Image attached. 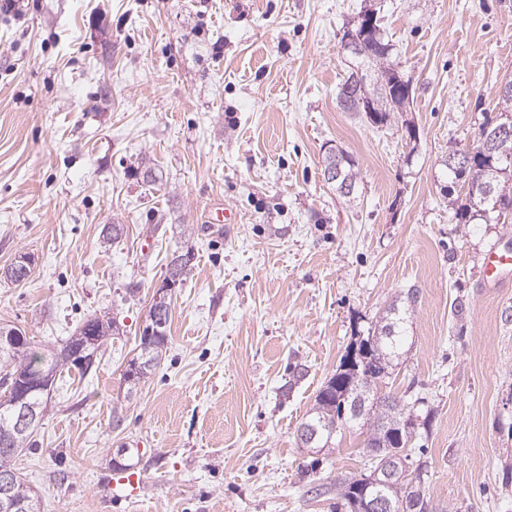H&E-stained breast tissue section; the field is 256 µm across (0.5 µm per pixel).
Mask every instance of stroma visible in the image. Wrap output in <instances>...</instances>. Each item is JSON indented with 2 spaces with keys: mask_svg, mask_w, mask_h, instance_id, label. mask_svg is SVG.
Wrapping results in <instances>:
<instances>
[{
  "mask_svg": "<svg viewBox=\"0 0 512 512\" xmlns=\"http://www.w3.org/2000/svg\"><path fill=\"white\" fill-rule=\"evenodd\" d=\"M376 6L410 79L408 114L340 109L342 47ZM512 79V0H18L0 13V325L59 347L114 321L91 371L64 374L14 467L41 512H346L366 429L309 455L296 431L355 337L408 290L386 388L417 428L409 468L434 512H512V287H490L512 222L457 223L442 164ZM416 126L409 139L406 122ZM352 196L325 182L331 148ZM229 208L237 222L216 223ZM124 227L109 241L108 225ZM160 365L138 351L173 252ZM120 424H113V411ZM138 464L112 468L117 449ZM339 156H336L335 154H326L324 159V164H339L341 167V170L339 168L335 169L334 167L329 168L326 170V178L329 179V183H335L338 182L339 179L340 183L336 185L333 184L336 187V191L339 187L342 186V184L345 181H348L349 186H353L355 188L356 179H357V173L355 172V165L350 158L348 154H346L344 151H337ZM342 172V173H341ZM342 176V177H341ZM347 183L343 184V192H347L348 189L346 187ZM511 266L512 272V256L507 253L500 252L496 246L491 247L486 254V273L493 275L492 282L496 288H509V282L503 278H499V271ZM170 316L165 320L164 325H158L154 327L148 325L145 330V336H153L149 341H146L144 332L141 333L140 343L138 344L139 353L134 356L129 362L130 364L126 367L123 373V380L125 384L129 386L128 390L132 391L139 385L142 380L144 381L159 365L163 348L168 342L167 330L169 327ZM140 360V365L143 364L144 368L139 367L133 369L134 362ZM138 361H136V365Z\"/></svg>",
  "mask_w": 512,
  "mask_h": 512,
  "instance_id": "obj_1",
  "label": "stroma"
}]
</instances>
